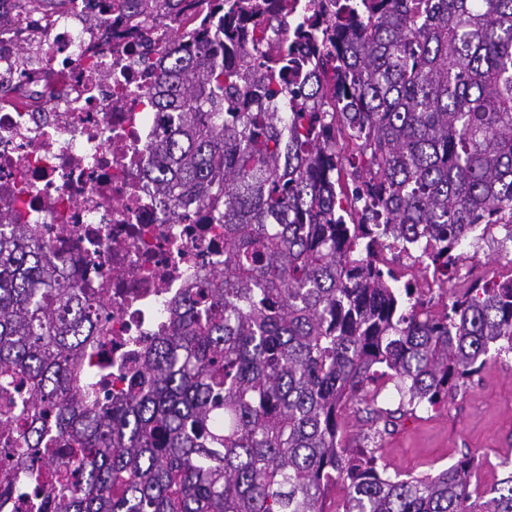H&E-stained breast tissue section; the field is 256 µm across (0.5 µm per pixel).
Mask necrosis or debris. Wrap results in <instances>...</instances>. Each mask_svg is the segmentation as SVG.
Returning <instances> with one entry per match:
<instances>
[{
	"instance_id": "obj_1",
	"label": "necrosis or debris",
	"mask_w": 512,
	"mask_h": 512,
	"mask_svg": "<svg viewBox=\"0 0 512 512\" xmlns=\"http://www.w3.org/2000/svg\"><path fill=\"white\" fill-rule=\"evenodd\" d=\"M124 0H0V214L58 247L105 302L82 361L98 398L120 394L170 304L224 269V227L172 221L150 152L169 115L141 65L179 24L129 33Z\"/></svg>"
}]
</instances>
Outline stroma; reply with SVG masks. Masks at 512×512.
I'll list each match as a JSON object with an SVG mask.
<instances>
[{
    "instance_id": "stroma-1",
    "label": "stroma",
    "mask_w": 512,
    "mask_h": 512,
    "mask_svg": "<svg viewBox=\"0 0 512 512\" xmlns=\"http://www.w3.org/2000/svg\"><path fill=\"white\" fill-rule=\"evenodd\" d=\"M397 414V427L382 445L388 474H436L469 453L479 458L477 483L489 492L512 461V353L490 355L485 369L467 380L436 409H400L394 387L377 399Z\"/></svg>"
}]
</instances>
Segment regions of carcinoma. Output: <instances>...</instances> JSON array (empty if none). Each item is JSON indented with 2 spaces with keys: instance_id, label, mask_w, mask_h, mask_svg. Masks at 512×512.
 Masks as SVG:
<instances>
[{
  "instance_id": "carcinoma-1",
  "label": "carcinoma",
  "mask_w": 512,
  "mask_h": 512,
  "mask_svg": "<svg viewBox=\"0 0 512 512\" xmlns=\"http://www.w3.org/2000/svg\"><path fill=\"white\" fill-rule=\"evenodd\" d=\"M333 2L191 0L181 51L142 59L174 115L151 146L159 202L213 211L224 271L172 305L129 395L80 384L101 302L29 225L0 233V512H325L339 481L337 512H512V471L475 496L468 454L387 474L391 411L372 447L341 444L367 384L434 409L490 346L512 352V276L434 311L363 256L421 251L446 276L469 225L512 218V0Z\"/></svg>"
}]
</instances>
